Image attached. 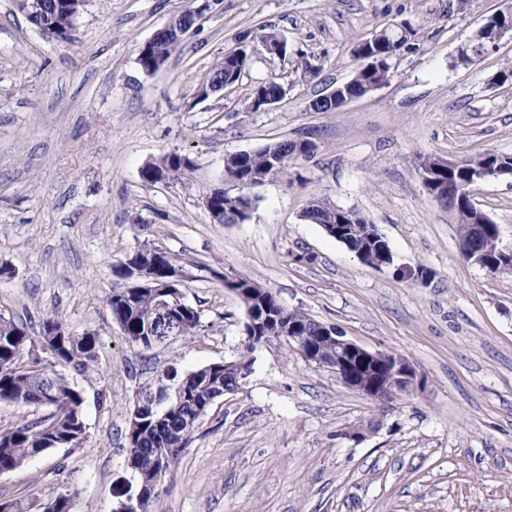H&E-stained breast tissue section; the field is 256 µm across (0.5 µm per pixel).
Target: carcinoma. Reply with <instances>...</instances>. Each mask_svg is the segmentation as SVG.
<instances>
[{
	"mask_svg": "<svg viewBox=\"0 0 512 512\" xmlns=\"http://www.w3.org/2000/svg\"><path fill=\"white\" fill-rule=\"evenodd\" d=\"M85 0H16L17 9L40 28L49 30V34L61 42L71 41L72 31L79 15L84 10ZM376 37L374 49L378 65L367 70H356L355 81L350 94L359 95L367 85L383 84L392 76V60L406 45L411 32L397 38L393 28H382L373 33ZM274 31L260 30L257 33L246 31L238 35L236 46L229 49L224 58L211 68V72L221 75L237 70L236 77L230 81L234 86L251 64L252 55L249 45L259 39H278ZM479 39L462 48L453 60V66L467 67L476 62ZM180 42L164 32L157 33L139 48L138 61L143 71L153 74L159 71L179 47ZM283 84L279 78H270L252 87L247 103L262 101L278 94ZM315 145L308 139L285 141L280 147L272 145L245 152L239 169H227V177L235 182L249 178L261 184L269 178L288 174L290 167L299 159L313 152ZM504 155L498 152H486L474 158L461 161L460 166L452 169H437V157L424 156L418 164L419 171H430L434 175V190L441 198H448V191L461 182L476 176L491 179L499 161ZM195 161L188 154L166 153L159 159L146 163L141 170V179L147 185H154L163 179L177 178L190 173ZM241 198L228 192H218L211 201L208 212L215 215L221 224L243 222L249 214L241 209ZM458 217L459 245L462 256L482 268L489 276H500L499 260L488 255H480L472 248L474 224L478 223L476 208L458 204L454 209ZM353 211L341 208L332 210L328 206L309 205L303 211V218L310 223L336 224L345 230L337 237L360 258L372 265L376 262L395 263L390 244L378 233L369 232L362 224L350 221ZM146 267L154 275V281L145 285L135 281L132 273L119 265L118 275L124 282L118 284L108 294L106 302L112 317L120 325L128 341L142 350L155 347L153 338L146 331V324L156 317L159 289L157 286L165 279V272L180 267L176 255L161 247H154ZM241 287L256 292L258 303L251 305L252 322L244 324L245 353L234 359L239 365L252 366L250 353L261 343L264 336L279 335L276 323L263 318V302L274 306L278 299L272 292L255 284L245 277L233 279ZM175 314L187 322L186 335L193 336L200 326V313L191 305ZM287 321L297 325L301 331L315 332L319 322L299 308L285 309ZM54 325L63 329L64 334L46 336L38 333L29 335L27 329L14 319L0 314V401H10L26 407L45 408L47 413L12 427L0 429V474L21 468L34 456L52 448H80L87 439L83 415L78 413L81 404V390L70 380L66 370L88 375L93 372L97 360L99 339L96 334L84 332L75 335L66 328L61 316H45L42 325ZM50 352L59 369H47L38 376H27L19 368L29 360V354L36 347ZM224 384V366L211 363L183 375L163 374L157 386L142 393L128 414V423L133 428L126 429V452L135 471L132 486L140 493L137 512H153L160 496L162 482L183 449L195 433L198 422L207 413L217 397L214 389ZM180 391V400L161 416L154 408L145 406L147 402L171 398Z\"/></svg>",
	"mask_w": 512,
	"mask_h": 512,
	"instance_id": "cac0c4a2",
	"label": "carcinoma"
}]
</instances>
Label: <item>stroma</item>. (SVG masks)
I'll return each instance as SVG.
<instances>
[{"instance_id": "obj_1", "label": "stroma", "mask_w": 512, "mask_h": 512, "mask_svg": "<svg viewBox=\"0 0 512 512\" xmlns=\"http://www.w3.org/2000/svg\"><path fill=\"white\" fill-rule=\"evenodd\" d=\"M188 0H86L63 43L0 0V313L37 335L59 314L100 346L82 391L87 439L0 474V501L42 512H116L127 476L125 430L138 393L168 369L231 360L246 311L225 281L246 277L289 308L336 326L369 350L406 357L423 388L388 404L346 388L287 344L257 347L252 372L202 417L167 473L156 512H512V274L463 258L454 212L424 189L420 156L512 154V40L467 67L453 59L512 0H221L166 66L148 75L138 52ZM413 35L380 88L334 112L310 102L349 81L354 45L385 25ZM266 28L288 42L254 53L233 90L197 100L236 37ZM320 67L303 79L300 58ZM284 78L286 98L250 112L251 87ZM315 150L288 175L249 189V218L214 222L203 198L237 193L224 159L283 140ZM190 154L184 178L144 185L142 167ZM359 212L397 263L435 272L427 285L362 264L319 225L310 201ZM476 206L512 247V179L478 183ZM144 244L180 258L193 336L132 347L106 304L116 266ZM378 423L362 441L351 427Z\"/></svg>"}]
</instances>
